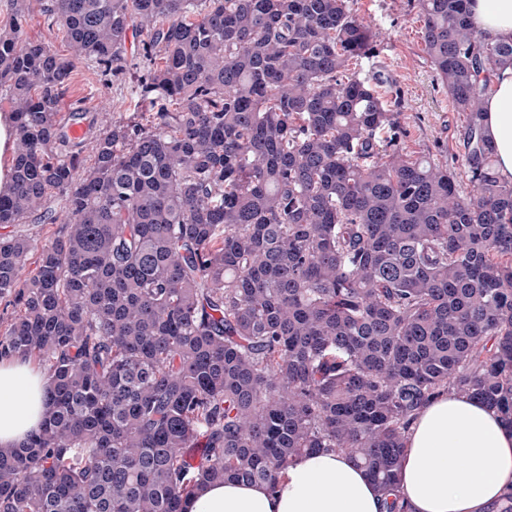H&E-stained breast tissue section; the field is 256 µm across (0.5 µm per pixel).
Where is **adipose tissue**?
Segmentation results:
<instances>
[{
	"instance_id": "ef3b65f1",
	"label": "adipose tissue",
	"mask_w": 512,
	"mask_h": 512,
	"mask_svg": "<svg viewBox=\"0 0 512 512\" xmlns=\"http://www.w3.org/2000/svg\"><path fill=\"white\" fill-rule=\"evenodd\" d=\"M470 19L488 41H512V0H469ZM483 133L495 172L512 183V64L494 69L483 100ZM45 374L31 360L0 362V447L22 443L43 421ZM398 477L407 512H495L512 492V430L477 399L442 393L415 413ZM185 512H388L366 470L330 450L300 457L279 480L202 486Z\"/></svg>"
}]
</instances>
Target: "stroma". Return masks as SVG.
<instances>
[{
  "instance_id": "obj_1",
  "label": "stroma",
  "mask_w": 512,
  "mask_h": 512,
  "mask_svg": "<svg viewBox=\"0 0 512 512\" xmlns=\"http://www.w3.org/2000/svg\"><path fill=\"white\" fill-rule=\"evenodd\" d=\"M353 7L381 33L380 55L374 63L364 64L362 71L380 70L400 87L405 106L401 118L407 131L404 147L447 165L456 172L460 190L469 191L464 165L468 118L453 108L447 90L435 77L424 51L422 18L413 0H354ZM79 99L90 112L119 113L129 106L124 85L105 83L82 64L74 70L65 97L69 103Z\"/></svg>"
}]
</instances>
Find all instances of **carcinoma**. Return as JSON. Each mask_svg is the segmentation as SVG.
Instances as JSON below:
<instances>
[{
    "label": "carcinoma",
    "instance_id": "obj_1",
    "mask_svg": "<svg viewBox=\"0 0 512 512\" xmlns=\"http://www.w3.org/2000/svg\"><path fill=\"white\" fill-rule=\"evenodd\" d=\"M417 6L469 115L464 194L404 152L400 92L348 73L380 42L350 0H8L0 225L60 226L0 235V359L49 381L40 429L0 448V512H183L206 482L273 488L323 448L405 512L404 434L431 397L512 429V184L481 127L512 41L467 0ZM34 12L68 54L25 36ZM78 62L128 81L133 111H61ZM0 193L12 185L11 161L14 152V119L8 107L0 108ZM59 227V224H16V225H0V235L10 234V232L17 230H25L26 233L32 238L37 239L39 242H45L48 238L53 235L55 230Z\"/></svg>",
    "mask_w": 512,
    "mask_h": 512
}]
</instances>
